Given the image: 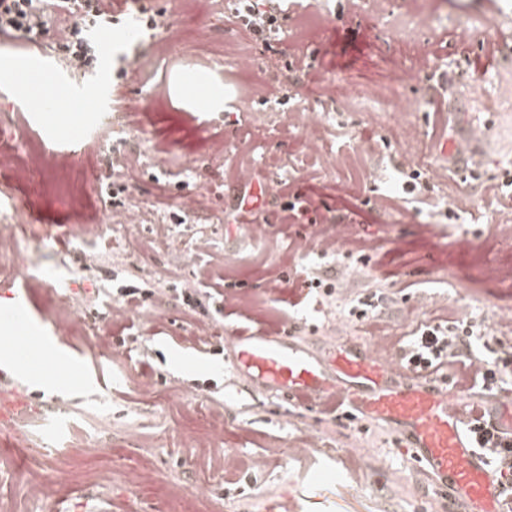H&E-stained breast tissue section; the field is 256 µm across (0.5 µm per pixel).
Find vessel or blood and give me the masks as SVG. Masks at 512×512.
Wrapping results in <instances>:
<instances>
[{"mask_svg":"<svg viewBox=\"0 0 512 512\" xmlns=\"http://www.w3.org/2000/svg\"><path fill=\"white\" fill-rule=\"evenodd\" d=\"M225 362L256 388L292 404L343 396L409 448L464 512H506L504 489L475 436L462 426L457 398L441 384L421 380L415 368L397 373L363 343L333 342L316 350L267 329L230 337ZM27 404L23 387L0 392V421Z\"/></svg>","mask_w":512,"mask_h":512,"instance_id":"b4317fda","label":"vessel or blood"}]
</instances>
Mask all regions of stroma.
I'll return each mask as SVG.
<instances>
[{"label":"stroma","mask_w":512,"mask_h":512,"mask_svg":"<svg viewBox=\"0 0 512 512\" xmlns=\"http://www.w3.org/2000/svg\"><path fill=\"white\" fill-rule=\"evenodd\" d=\"M110 2L116 22L89 31L112 74L107 89L58 58L57 21L45 47L0 41V113L23 112L26 150L73 155L70 170L25 185L0 172V190L20 196L30 221L23 264L0 275V311L19 298L26 325L0 318V349L17 364L8 378L38 410L21 434L0 430V512H43L32 472L69 512H88L94 499L105 512H265L275 498L278 512H444L441 492L392 434L333 407L269 396L226 369L224 345L231 334L271 325L368 341L367 322L344 319L308 292L316 272L339 282L342 302L379 293L377 319L397 334L466 318L484 328L489 358L512 357V324L497 322L512 308V239L494 234L496 220L512 222V198L493 193L512 166V96L492 109L483 104L512 85V0H447L427 27L414 21L417 0H297L284 38L269 47L243 31L228 0H190L205 38L197 53L181 49V17L169 0ZM142 9L161 13L164 26L130 36L128 22ZM406 36L428 46L433 60L404 56ZM159 40L178 52L153 53ZM214 51L270 69L268 94H253L237 70H220ZM300 56L310 73L297 68ZM446 70L454 78L444 89ZM46 76L70 88L63 128L73 140L50 137L41 115L24 106ZM228 82L250 97L251 113L225 105ZM151 86L159 93L144 105L142 129L116 140L106 113ZM376 92L420 101L413 141L395 131V113L374 111ZM304 109L324 116V146L342 162L336 177L302 176L299 129L275 126L279 113ZM475 110L490 149L481 179L454 167L447 184L416 202L380 206L399 167L427 170L437 134ZM250 169L286 179L288 190L237 214L230 195ZM112 183L146 201L142 243L94 255L69 235L119 220L105 192ZM452 190L472 202L453 222ZM296 199L299 214L287 217L282 203ZM326 224L356 227L369 245L363 264L346 269L352 243L320 256L313 242ZM462 235L479 243V254L456 249ZM178 248L192 252L189 266H174ZM278 276V298L268 300ZM116 282L157 287L148 304L161 320L113 325ZM177 288L223 294L224 309H189L175 299ZM44 337L64 356L43 350ZM273 448L277 457L256 468ZM228 454L237 458L230 471Z\"/></svg>","instance_id":"stroma-1"}]
</instances>
